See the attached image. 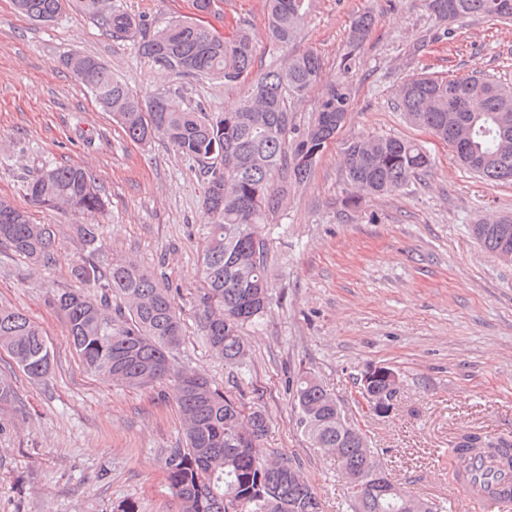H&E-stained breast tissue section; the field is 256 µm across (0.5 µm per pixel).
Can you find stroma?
Wrapping results in <instances>:
<instances>
[{"label": "stroma", "instance_id": "obj_1", "mask_svg": "<svg viewBox=\"0 0 512 512\" xmlns=\"http://www.w3.org/2000/svg\"><path fill=\"white\" fill-rule=\"evenodd\" d=\"M161 25L193 13L192 0H122ZM373 25L346 76L344 127L309 178L288 188L278 217L261 225L270 244L272 304L246 327L245 368L225 366L205 336L196 297L197 262L209 218L197 166L167 141L130 140L102 111L63 60L101 59L139 94L173 81L141 57L134 41H115L77 9L44 26L0 0V201L58 229L57 262L30 273L25 260L0 259V297L41 326L54 351V377L28 379L0 352V375L14 403L0 407V512H177L161 464L182 434L171 382L131 389L85 372L69 343L66 320L48 301L72 285L82 246L76 216L30 203L27 184L49 163L85 167L107 202L89 216L99 225L100 265L131 257L176 288L185 339L177 367L205 374L224 395L264 409L265 447L300 463L324 512H345V480L334 458L313 447L296 426L292 387L308 372L349 415L356 379L388 365L402 377L390 417H362L392 478L455 512L460 497L448 450L467 432L512 435V263L474 239L472 224L512 215V183H492L461 168L452 148L408 124L395 106L399 85L424 72L440 78L474 70L512 86V21L474 17L448 24L424 0H311L290 50L265 30V0H215L207 23L224 35L249 26L255 69L289 53L317 51L322 84L292 109L300 125L315 118L325 82L347 51L353 19ZM251 83L228 87L218 75L183 80L187 102L209 112L242 97ZM388 135L421 142L434 162L385 196L351 193L342 152L352 140Z\"/></svg>", "mask_w": 512, "mask_h": 512}]
</instances>
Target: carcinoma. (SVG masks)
Listing matches in <instances>:
<instances>
[{
    "instance_id": "obj_1",
    "label": "carcinoma",
    "mask_w": 512,
    "mask_h": 512,
    "mask_svg": "<svg viewBox=\"0 0 512 512\" xmlns=\"http://www.w3.org/2000/svg\"><path fill=\"white\" fill-rule=\"evenodd\" d=\"M31 20L49 24L69 7L88 14L114 40H137L139 53L158 70L181 79L204 74L233 85L254 68V38L240 27L231 37L194 17L153 26L128 13L119 0H14ZM267 37L286 49L294 44L308 0H266ZM442 21L484 17L512 20V0H425ZM371 28L365 14L352 22L351 45L358 48ZM352 52L345 53L336 79L329 82L314 122L300 127L288 99L303 96L322 78L321 56L308 49L288 62L258 72L247 95L222 112L184 104L179 89L143 97L113 76L95 57L64 59L92 92L103 111L135 142L166 140L206 180L203 206L210 224L199 258L203 282L198 307L206 320L211 348L236 368L246 364L242 329L261 319L271 304L269 243L258 226L276 215L288 195V182L308 178L319 155L346 122L345 85ZM397 107L413 126L446 142L460 163L481 178L499 182L498 170L512 171V89L480 71L443 79L417 75L397 91ZM343 164L355 193L384 194L403 188L431 165L426 148L394 137L360 138L344 149ZM31 201L83 217L104 209L99 186L86 169L67 164L45 167L27 185ZM83 254L72 264L75 286L57 288L50 298L67 323L69 341L85 371L125 387L164 381L174 386L182 421L181 446L164 459L169 489L179 512H322L314 487L287 454L263 450L270 424L264 410L225 396L203 374L174 365L183 340L181 311L172 288L131 258L101 269L93 259L100 247L99 225L77 224ZM472 233L496 255L512 260V216L472 225ZM25 260L35 270L56 262L53 225L35 224L26 212L0 202V255ZM0 350L29 379L46 381L54 353L42 329L19 309L0 300ZM386 375L370 368L358 378L357 404L385 411L392 396ZM296 425L313 446L336 458L349 477L373 466L375 452L358 419L346 417L336 396L312 375L301 374L292 396ZM474 448H487L497 468L471 476L475 488L512 477V443L464 433L451 449L455 473ZM349 512H404L397 495L372 496L347 488Z\"/></svg>"
}]
</instances>
